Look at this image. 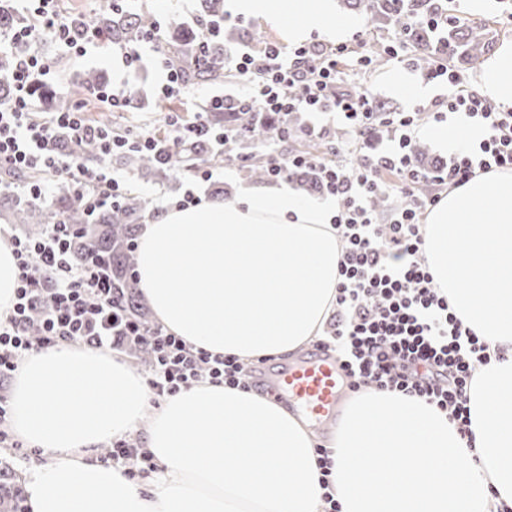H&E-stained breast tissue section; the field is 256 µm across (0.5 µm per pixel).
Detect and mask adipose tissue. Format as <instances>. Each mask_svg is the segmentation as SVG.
Here are the masks:
<instances>
[{"mask_svg": "<svg viewBox=\"0 0 512 512\" xmlns=\"http://www.w3.org/2000/svg\"><path fill=\"white\" fill-rule=\"evenodd\" d=\"M289 42L347 37L336 0H229ZM476 85L512 106V41ZM334 203L288 184L246 187L223 202L171 206L142 225L139 283L156 319L195 347L247 361L317 340L336 305L342 242ZM424 249L436 287L494 357L468 389V435L416 398L368 390L328 442L341 512H512V171L442 196ZM11 426L50 454L27 473L30 512H322L314 440L301 418L260 391L203 382L149 408L126 361L76 345L29 356L11 388ZM152 412L147 485L94 461L100 443Z\"/></svg>", "mask_w": 512, "mask_h": 512, "instance_id": "1", "label": "adipose tissue"}]
</instances>
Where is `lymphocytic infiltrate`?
<instances>
[{"instance_id":"lymphocytic-infiltrate-1","label":"lymphocytic infiltrate","mask_w":512,"mask_h":512,"mask_svg":"<svg viewBox=\"0 0 512 512\" xmlns=\"http://www.w3.org/2000/svg\"><path fill=\"white\" fill-rule=\"evenodd\" d=\"M442 2L427 0V10L408 14L406 23L407 28L423 27L433 33L438 52L448 44L449 24L468 21L465 14H449ZM18 8L29 23L0 34V53L39 34L52 36L67 54L83 56L102 45L96 34L80 40L71 36L59 0H18ZM371 64L367 41L359 34L349 43L328 46L313 41L290 51L269 43L234 59V69L246 81L236 101L264 120L294 111L313 112L332 115L353 131L351 147L334 146L332 156L322 160L301 152L267 156L270 181H289L298 170L310 168L319 175L321 194L336 203L333 224L343 242L336 307L317 345L335 352L351 392L370 384L413 396L446 412L463 432L468 425L467 391L477 366L489 363L491 348L485 337L456 316L447 295L436 288L423 254V227L443 192L462 186L478 172L512 170V110L466 87L455 70L436 65L430 76L445 78L449 92L433 119L441 122L452 113L483 126L486 136L448 165L423 169L409 151L420 113L390 112L381 117L371 112L366 92L336 91L345 67L365 72ZM51 80V67L38 54L16 58L7 78L12 95L0 102V170L39 173V181L13 183V192L24 197H43L48 177L63 178L66 188L94 214L129 190L127 181L110 169L115 151L132 143L162 159L167 152L146 128L120 135L87 124L78 101L36 118L35 101L46 96ZM379 125L389 128L397 147L372 150V134ZM63 130L76 144L98 140V162L88 165L62 149ZM391 193L406 195L409 202L379 220L371 200ZM69 233V224L57 217L39 238H9L19 274L13 306L0 316L1 448L23 458L29 455L10 426L5 385L28 356L61 344L109 351L130 337L144 339L153 357L146 381L156 404L206 380L248 387L245 365L237 357L196 348L159 323L131 326L96 264L71 261ZM38 307L43 313L34 333L30 320ZM100 461L122 469L132 480L157 467L148 449L123 437L111 440Z\"/></svg>"}]
</instances>
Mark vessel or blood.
<instances>
[{
    "label": "vessel or blood",
    "mask_w": 512,
    "mask_h": 512,
    "mask_svg": "<svg viewBox=\"0 0 512 512\" xmlns=\"http://www.w3.org/2000/svg\"><path fill=\"white\" fill-rule=\"evenodd\" d=\"M349 382L336 356L324 352L288 366L271 381V394L288 399L315 429L334 419Z\"/></svg>",
    "instance_id": "vessel-or-blood-1"
}]
</instances>
